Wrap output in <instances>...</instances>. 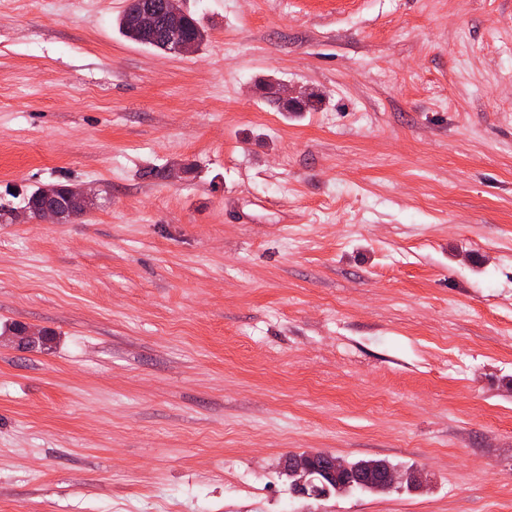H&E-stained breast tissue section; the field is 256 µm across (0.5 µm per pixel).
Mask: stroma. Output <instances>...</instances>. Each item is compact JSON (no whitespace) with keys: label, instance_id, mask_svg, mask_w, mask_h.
I'll list each match as a JSON object with an SVG mask.
<instances>
[{"label":"stroma","instance_id":"1","mask_svg":"<svg viewBox=\"0 0 512 512\" xmlns=\"http://www.w3.org/2000/svg\"><path fill=\"white\" fill-rule=\"evenodd\" d=\"M182 6L187 57L0 0V204L91 194L0 223V512H502L512 0ZM304 450L430 482L306 501ZM308 94H309V92L297 91V90H292L291 92H288V89L285 88L284 86L277 85L273 89L272 96L275 99H277V101L281 105L286 104V105L292 106L291 108L288 107V108L284 109L285 111H287V112H304L306 110V108L310 106V103H311V100L308 101V99H309ZM307 101L309 103L308 104L305 103L304 106L303 105L295 106L297 104H302ZM37 188L28 198L26 208L10 212V221L13 224L27 223L30 219H35L42 224H58L62 222V214L54 201L58 197L59 186L48 184L41 187V203L37 208L29 207L39 201L37 197ZM29 205V206H28Z\"/></svg>","mask_w":512,"mask_h":512}]
</instances>
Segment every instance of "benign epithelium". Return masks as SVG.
<instances>
[{
  "label": "benign epithelium",
  "mask_w": 512,
  "mask_h": 512,
  "mask_svg": "<svg viewBox=\"0 0 512 512\" xmlns=\"http://www.w3.org/2000/svg\"><path fill=\"white\" fill-rule=\"evenodd\" d=\"M165 11L170 18L165 28L166 48L169 52L192 56L199 51L198 42L190 38L182 29L179 18L185 15L179 0H165ZM273 97L280 104L295 106L309 99L306 91H288L287 88L277 85L273 89ZM59 186L48 184L41 187V203L36 208L26 207L22 210L10 212V221L13 224H23L35 219L42 224H58L62 222V214L55 204L58 197ZM320 454L305 453L299 455L291 453L283 460L284 471L291 478L294 495L298 498L313 499L318 497L316 484L317 472L323 470L330 475L331 480H339L337 491L346 493L356 487L379 484L387 489H395L409 485L423 488L429 482L428 475L421 470L405 471L389 465L385 461H377L369 467L358 470L343 457L329 455V464L319 463Z\"/></svg>",
  "instance_id": "obj_1"
}]
</instances>
